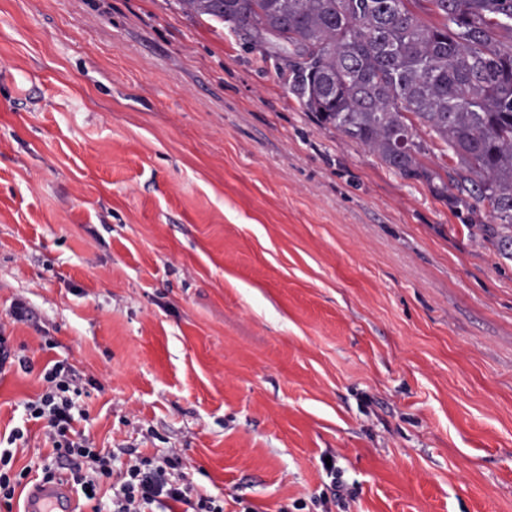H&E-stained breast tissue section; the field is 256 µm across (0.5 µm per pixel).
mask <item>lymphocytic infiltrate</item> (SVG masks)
<instances>
[{
    "label": "lymphocytic infiltrate",
    "mask_w": 512,
    "mask_h": 512,
    "mask_svg": "<svg viewBox=\"0 0 512 512\" xmlns=\"http://www.w3.org/2000/svg\"><path fill=\"white\" fill-rule=\"evenodd\" d=\"M43 380L47 389L40 400L29 403L31 417L44 421L59 465L71 470L76 484L96 486L81 473L86 461L95 464L99 476L114 479L112 512H224L220 497L196 494L194 475L178 450L158 459L136 455L122 465L116 454L96 451L89 436L73 426L74 398L80 390L70 365L54 363Z\"/></svg>",
    "instance_id": "obj_1"
}]
</instances>
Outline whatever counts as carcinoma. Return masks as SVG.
Returning <instances> with one entry per match:
<instances>
[{"label": "carcinoma", "instance_id": "carcinoma-1", "mask_svg": "<svg viewBox=\"0 0 512 512\" xmlns=\"http://www.w3.org/2000/svg\"><path fill=\"white\" fill-rule=\"evenodd\" d=\"M197 16L276 39L314 57L290 89L320 123L367 147L437 195L448 184L421 160L415 122L447 147L455 188L488 201L479 230L512 260V0H179ZM437 16L424 22L417 10Z\"/></svg>", "mask_w": 512, "mask_h": 512}]
</instances>
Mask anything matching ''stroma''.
<instances>
[{
    "mask_svg": "<svg viewBox=\"0 0 512 512\" xmlns=\"http://www.w3.org/2000/svg\"><path fill=\"white\" fill-rule=\"evenodd\" d=\"M298 61L178 0H0V441L46 464L64 361L96 448L181 449L224 512H512L491 208L321 125Z\"/></svg>",
    "mask_w": 512,
    "mask_h": 512,
    "instance_id": "stroma-1",
    "label": "stroma"
}]
</instances>
